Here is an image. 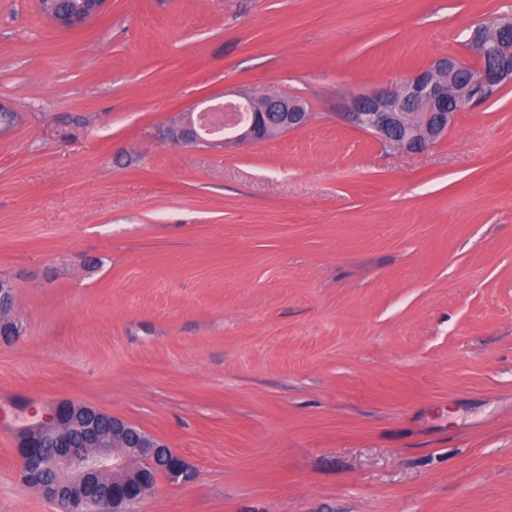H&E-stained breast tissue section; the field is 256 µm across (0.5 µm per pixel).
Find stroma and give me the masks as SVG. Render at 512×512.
I'll list each match as a JSON object with an SVG mask.
<instances>
[{
  "instance_id": "35a3bbf8",
  "label": "stroma",
  "mask_w": 512,
  "mask_h": 512,
  "mask_svg": "<svg viewBox=\"0 0 512 512\" xmlns=\"http://www.w3.org/2000/svg\"><path fill=\"white\" fill-rule=\"evenodd\" d=\"M512 0H0V512L25 409L70 401L194 470L134 512H512V89L415 153L345 98L464 57ZM310 123L225 150L171 113L242 90ZM75 1V0H74ZM68 13L58 11L56 0H38L41 12L58 28L72 29L98 19L104 12L107 0H79ZM14 309V296L12 282L6 278H0V330L1 341H9L18 334V324L11 317ZM7 328L6 333L9 336H3V330Z\"/></svg>"
}]
</instances>
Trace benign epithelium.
Instances as JSON below:
<instances>
[{
    "instance_id": "obj_1",
    "label": "benign epithelium",
    "mask_w": 512,
    "mask_h": 512,
    "mask_svg": "<svg viewBox=\"0 0 512 512\" xmlns=\"http://www.w3.org/2000/svg\"><path fill=\"white\" fill-rule=\"evenodd\" d=\"M41 12L58 28L72 29L99 18L107 0H78L69 12L58 11L57 0H38ZM474 76L459 77L462 64L443 57L410 73L390 88H379L349 97L342 121L370 136L406 152L423 151L443 139L453 127L458 112L471 102L477 88L512 86V18L474 28L466 42ZM194 112H175L166 131L181 145L202 150L225 148L266 140L306 126L312 119L303 104L279 93L255 96L241 94L239 103L248 111L247 121L230 136L210 137L201 120L212 104ZM14 309L12 282L0 278V330L9 341L18 334L11 317ZM103 411L60 401L41 411L33 408L20 431L19 481L57 503L61 512H128V506L153 490L159 478L186 482L193 476L185 459L171 466L175 452L158 436L118 417L108 426ZM138 429L133 445L127 433ZM51 444L50 455L42 445Z\"/></svg>"
}]
</instances>
